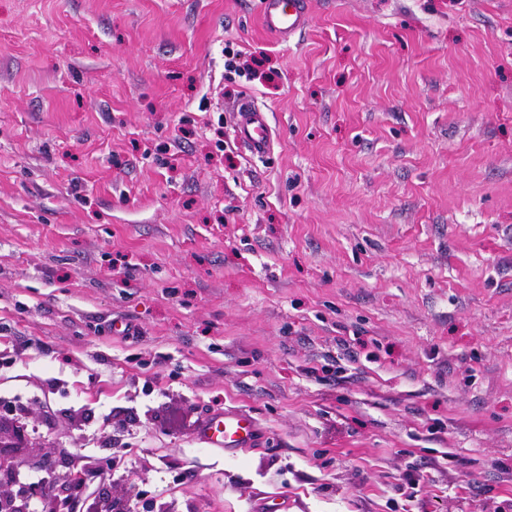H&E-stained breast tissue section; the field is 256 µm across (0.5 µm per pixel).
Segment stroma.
Instances as JSON below:
<instances>
[{
	"label": "stroma",
	"instance_id": "stroma-1",
	"mask_svg": "<svg viewBox=\"0 0 512 512\" xmlns=\"http://www.w3.org/2000/svg\"><path fill=\"white\" fill-rule=\"evenodd\" d=\"M260 6L0 0L8 454L112 512H512V0ZM262 24L273 38L287 41L308 18L307 0H264ZM238 137L255 155L265 154L270 147L269 122L265 112L243 102L238 108ZM258 428L254 419L243 412L224 410L211 415L203 424L199 441L207 448H224L233 454L241 448H252Z\"/></svg>",
	"mask_w": 512,
	"mask_h": 512
}]
</instances>
